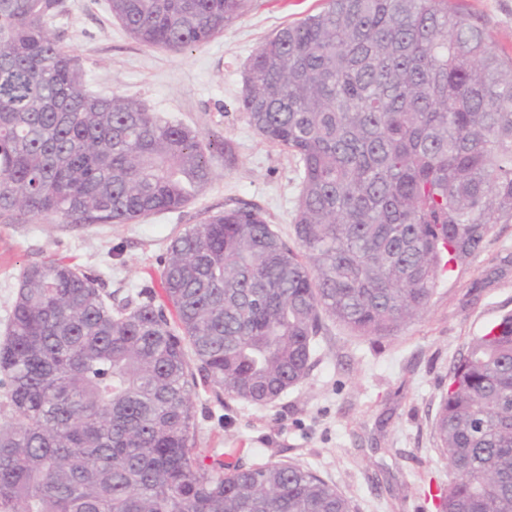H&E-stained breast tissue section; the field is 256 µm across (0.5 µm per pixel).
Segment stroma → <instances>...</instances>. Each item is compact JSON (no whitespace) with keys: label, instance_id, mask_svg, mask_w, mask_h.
<instances>
[{"label":"stroma","instance_id":"stroma-1","mask_svg":"<svg viewBox=\"0 0 512 512\" xmlns=\"http://www.w3.org/2000/svg\"><path fill=\"white\" fill-rule=\"evenodd\" d=\"M320 0H252L249 11L185 52L149 49L115 18L109 0H64L50 26L75 55L92 92L141 99L158 115L228 145L210 186L187 207L135 224L74 226L0 217V336L23 266L61 258L100 276L113 299L157 283L170 240L203 214L246 204L284 241L293 239L301 167L265 142L239 112L243 67L280 27L317 12ZM489 43L512 55V0H465ZM512 313V223L494 225L484 249L441 273L426 312L392 336H359L324 319L305 380L268 405L198 387L199 455L246 467L298 464L335 485L352 512H438L447 485L434 422L454 364L469 342Z\"/></svg>","mask_w":512,"mask_h":512}]
</instances>
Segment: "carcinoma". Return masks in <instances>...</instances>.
I'll list each match as a JSON object with an SVG mask.
<instances>
[{"instance_id": "carcinoma-1", "label": "carcinoma", "mask_w": 512, "mask_h": 512, "mask_svg": "<svg viewBox=\"0 0 512 512\" xmlns=\"http://www.w3.org/2000/svg\"><path fill=\"white\" fill-rule=\"evenodd\" d=\"M109 2L133 39L174 52L251 7ZM61 7L0 0V216L186 207L213 180L211 146L134 97L90 94L48 29ZM238 104L301 166L294 245L226 208L170 240L161 293L116 304L70 262L24 267L0 342V512H351L297 464L205 465L193 396L273 403L308 375L323 316L389 336L512 223V58L459 0H323L254 51ZM435 432L440 512H512V314L454 365Z\"/></svg>"}]
</instances>
